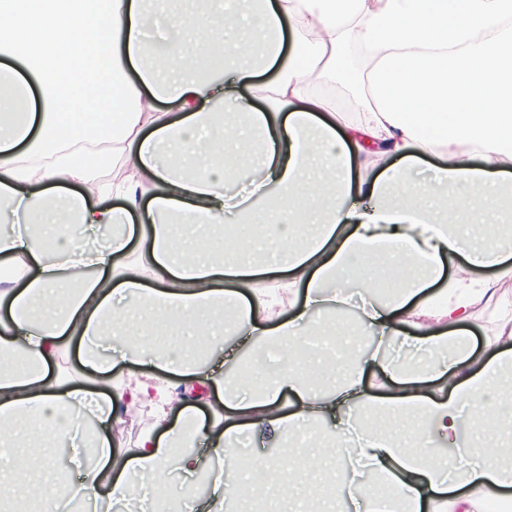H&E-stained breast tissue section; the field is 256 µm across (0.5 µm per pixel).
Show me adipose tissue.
<instances>
[{
  "instance_id": "ef3b65f1",
  "label": "adipose tissue",
  "mask_w": 512,
  "mask_h": 512,
  "mask_svg": "<svg viewBox=\"0 0 512 512\" xmlns=\"http://www.w3.org/2000/svg\"><path fill=\"white\" fill-rule=\"evenodd\" d=\"M208 2L223 21L171 16L169 50L148 64L147 0H0V507L106 501L136 480L177 498L171 471L204 467L220 501L238 433L276 447L326 424L337 456L383 481L354 512H512V443L491 445L512 429V304L483 349L466 330L495 293L480 272L512 276V0ZM358 15L370 96L347 140L315 88L341 73L336 35ZM240 32L263 53L228 78ZM20 54L35 81L5 65ZM283 57L287 77L255 107L248 79ZM70 70L111 86L97 122L59 111ZM424 154L440 161L427 188L411 180ZM114 155L127 174L106 186ZM357 174L364 208L348 202ZM230 208L252 230L228 243ZM355 297L371 351L321 317ZM314 336L340 337L338 357L295 368ZM251 342L277 364L244 383L226 367ZM74 348L79 366L61 367ZM176 382L213 390L209 415L174 398ZM143 401L155 423L117 446L122 412ZM61 442L79 473L63 484ZM34 445L47 477L31 483Z\"/></svg>"
}]
</instances>
